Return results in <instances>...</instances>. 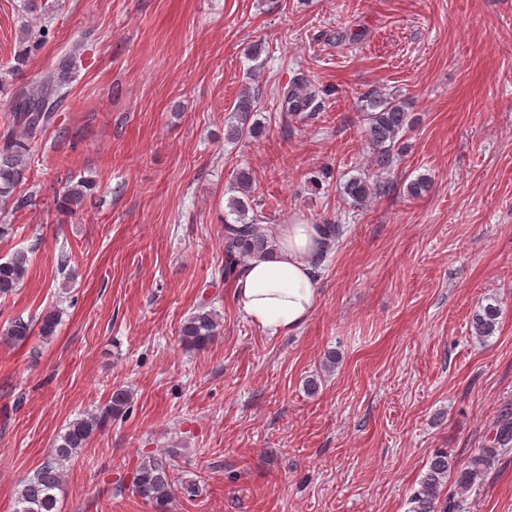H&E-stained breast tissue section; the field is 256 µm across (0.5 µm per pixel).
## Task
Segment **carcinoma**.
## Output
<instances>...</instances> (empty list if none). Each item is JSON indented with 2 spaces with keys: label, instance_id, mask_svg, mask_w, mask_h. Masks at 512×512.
<instances>
[{
  "label": "carcinoma",
  "instance_id": "carcinoma-1",
  "mask_svg": "<svg viewBox=\"0 0 512 512\" xmlns=\"http://www.w3.org/2000/svg\"><path fill=\"white\" fill-rule=\"evenodd\" d=\"M49 29L44 28L34 36L23 39V48L18 60H25L39 51L47 41ZM63 77L47 75L36 86L18 88L10 100L11 123L0 131V202L12 203L13 209H23L32 202V197H18L14 192L24 179L33 145L55 122L57 112L68 92ZM318 91L305 79L291 82L279 88L277 101L280 111L286 116L300 119L315 115L319 108ZM259 89L246 85L232 109L231 121L226 125L224 138L230 141L246 140L260 131V123L254 119L258 112ZM360 112L363 117V134L367 142L371 162L377 171H389L394 162V149L404 134L412 127L413 118L406 102L399 98L371 90L361 95ZM392 186L390 181L374 180L360 173L350 176L343 184L344 200L354 209L367 207L373 199L384 195ZM431 182L424 176L412 179L403 185V192L410 198H419L429 192ZM92 184L83 177H67L60 196V210L71 213L80 209L91 197ZM234 191L227 208L234 215L233 221H224V280H233L240 273L242 260L256 254H270L274 250V238L265 233L259 224L258 214H249L253 209L250 196V178L242 172L237 176ZM322 235L326 240V251L317 263H322L328 251L341 235L340 225L322 224ZM28 256L19 252L11 259L0 262V297L6 298L23 282L28 271ZM501 312L496 304L481 307L472 319L476 335L490 337L498 331ZM61 313L56 309L42 311L37 317L27 319L17 316L9 322L5 331L8 339L18 342L36 334L48 341L56 335L61 323ZM220 327L219 314L202 304L187 317L180 327V341L192 349H204L216 338ZM132 393L123 386L112 390L107 405L99 413H92L70 422L60 436V443L51 450L48 458L33 475L21 482L14 501V512H58L55 491L59 489L64 472V463L85 447L91 435L103 424L127 412ZM512 450V408L505 409L497 422L494 447L459 461L448 452H436L427 472L419 481V488L411 496V512H460L461 504L455 495H443L442 488L448 478H454L459 492H465L483 481L493 465L497 451ZM177 452L163 454L146 453L134 469L133 491L165 508L173 497L178 477L176 476Z\"/></svg>",
  "mask_w": 512,
  "mask_h": 512
}]
</instances>
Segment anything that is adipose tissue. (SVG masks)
Wrapping results in <instances>:
<instances>
[{"label":"adipose tissue","mask_w":512,"mask_h":512,"mask_svg":"<svg viewBox=\"0 0 512 512\" xmlns=\"http://www.w3.org/2000/svg\"><path fill=\"white\" fill-rule=\"evenodd\" d=\"M276 250L248 259L233 284L237 306L270 334L300 329L316 303L315 262L324 249L316 225L303 220L276 225Z\"/></svg>","instance_id":"1"}]
</instances>
